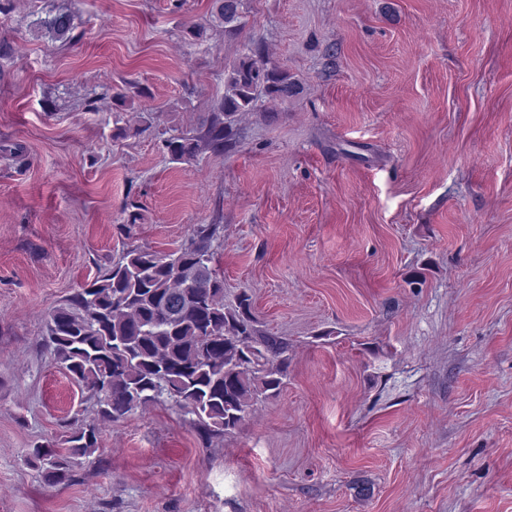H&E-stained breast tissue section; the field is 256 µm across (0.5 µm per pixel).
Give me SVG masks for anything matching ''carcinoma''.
Masks as SVG:
<instances>
[{
  "instance_id": "carcinoma-1",
  "label": "carcinoma",
  "mask_w": 512,
  "mask_h": 512,
  "mask_svg": "<svg viewBox=\"0 0 512 512\" xmlns=\"http://www.w3.org/2000/svg\"><path fill=\"white\" fill-rule=\"evenodd\" d=\"M228 31L240 28L246 0H215ZM74 16L59 10L34 28L60 42L73 39ZM302 92L287 71L267 66L260 49L247 45L224 68V95L196 133L163 140L170 159L191 162L205 152L221 154L234 136L237 114L251 112L260 99L284 104ZM113 102V136L140 134L141 117ZM219 225L201 224L175 250H127L103 274L54 309L46 321L54 360L90 396L104 421L123 418L150 403L169 401L195 417L207 435L237 430L262 397L278 394L288 370V343L257 325L252 297L241 292L224 304V280L215 269L213 242ZM37 444L24 455L49 485L71 482L79 458L98 445V428H80L64 439Z\"/></svg>"
}]
</instances>
